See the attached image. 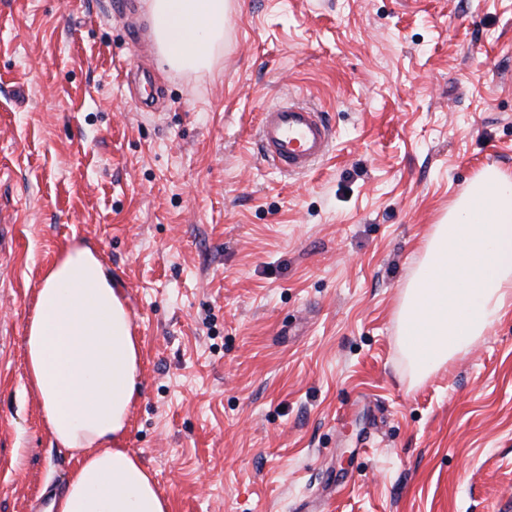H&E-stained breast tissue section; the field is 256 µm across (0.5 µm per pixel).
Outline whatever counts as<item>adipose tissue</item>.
Wrapping results in <instances>:
<instances>
[{"instance_id": "adipose-tissue-1", "label": "adipose tissue", "mask_w": 512, "mask_h": 512, "mask_svg": "<svg viewBox=\"0 0 512 512\" xmlns=\"http://www.w3.org/2000/svg\"><path fill=\"white\" fill-rule=\"evenodd\" d=\"M163 64L211 69L230 0H146ZM512 307V175L483 167L433 225L397 313L400 345L427 376ZM41 420L77 465L55 512H170L125 446L140 353L123 293L89 245L65 247L39 288L26 336Z\"/></svg>"}]
</instances>
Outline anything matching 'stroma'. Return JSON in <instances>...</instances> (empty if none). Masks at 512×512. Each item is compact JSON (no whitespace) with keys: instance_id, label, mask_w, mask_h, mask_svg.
I'll list each match as a JSON object with an SVG mask.
<instances>
[{"instance_id":"stroma-1","label":"stroma","mask_w":512,"mask_h":512,"mask_svg":"<svg viewBox=\"0 0 512 512\" xmlns=\"http://www.w3.org/2000/svg\"><path fill=\"white\" fill-rule=\"evenodd\" d=\"M134 8L0 0V512L76 466L25 336L79 240L131 314L126 446L171 512H512V309L422 381L396 323L432 225L512 174V0H233L210 74L160 67ZM288 95L333 131L299 176L258 142Z\"/></svg>"}]
</instances>
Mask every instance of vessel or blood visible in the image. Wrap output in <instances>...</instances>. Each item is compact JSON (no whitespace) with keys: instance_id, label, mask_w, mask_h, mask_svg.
Instances as JSON below:
<instances>
[{"instance_id":"b4317fda","label":"vessel or blood","mask_w":512,"mask_h":512,"mask_svg":"<svg viewBox=\"0 0 512 512\" xmlns=\"http://www.w3.org/2000/svg\"><path fill=\"white\" fill-rule=\"evenodd\" d=\"M259 141L269 165L290 175H302L327 154L332 129L315 107L289 96L265 110L259 123Z\"/></svg>"}]
</instances>
